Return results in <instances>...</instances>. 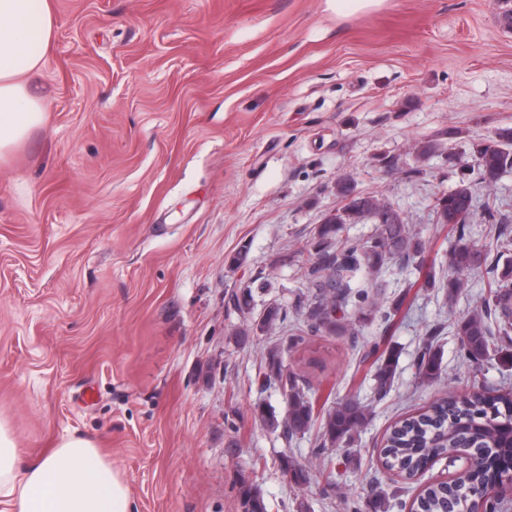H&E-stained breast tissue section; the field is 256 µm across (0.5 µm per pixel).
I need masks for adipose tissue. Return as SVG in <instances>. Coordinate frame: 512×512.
Instances as JSON below:
<instances>
[{
	"mask_svg": "<svg viewBox=\"0 0 512 512\" xmlns=\"http://www.w3.org/2000/svg\"><path fill=\"white\" fill-rule=\"evenodd\" d=\"M54 35L48 0H0V157L21 146L49 110L24 79ZM0 504L6 512H128L129 495L111 462L81 436L22 461L0 425Z\"/></svg>",
	"mask_w": 512,
	"mask_h": 512,
	"instance_id": "obj_1",
	"label": "adipose tissue"
}]
</instances>
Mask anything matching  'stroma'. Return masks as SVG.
Returning a JSON list of instances; mask_svg holds the SVG:
<instances>
[{"mask_svg":"<svg viewBox=\"0 0 512 512\" xmlns=\"http://www.w3.org/2000/svg\"><path fill=\"white\" fill-rule=\"evenodd\" d=\"M49 2L54 38L26 80L50 110L0 161V423L21 459L90 438L132 512H242L243 481L266 512H365L382 488L388 512H410L459 469L387 470L388 428L512 386L498 360L472 371L454 331L491 273L452 303L423 285L448 276L456 238L433 210L458 173L477 204L512 214V169L485 188L472 151L512 128V27L499 23L512 0H383L346 15L334 0ZM430 140L442 155L418 161ZM344 175L398 207L425 251L355 280L382 306L401 301L392 327L329 336L307 331L305 309L316 230ZM246 287L245 314L234 296ZM272 304L287 319L238 341ZM429 337L443 365L424 383ZM274 344L316 413L345 397L367 408L352 440L326 446L316 428L289 439L255 419L258 405L286 415L263 375ZM376 344L400 354L382 399L364 358Z\"/></svg>","mask_w":512,"mask_h":512,"instance_id":"stroma-1","label":"stroma"}]
</instances>
